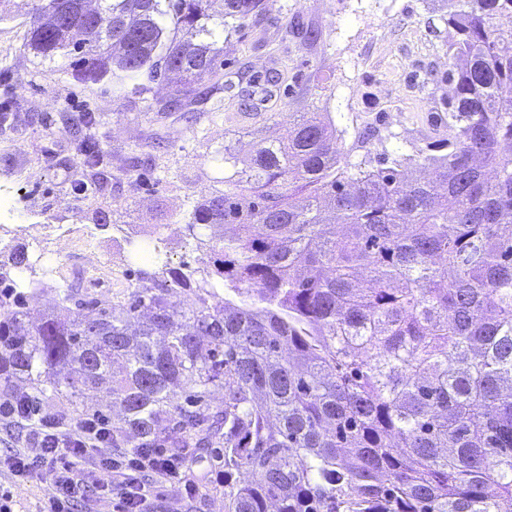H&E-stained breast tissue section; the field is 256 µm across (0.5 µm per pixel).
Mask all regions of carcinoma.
Masks as SVG:
<instances>
[{
	"instance_id": "obj_1",
	"label": "carcinoma",
	"mask_w": 512,
	"mask_h": 512,
	"mask_svg": "<svg viewBox=\"0 0 512 512\" xmlns=\"http://www.w3.org/2000/svg\"><path fill=\"white\" fill-rule=\"evenodd\" d=\"M24 50L69 60L82 84L145 94L183 77L232 85L224 44L262 0H38ZM453 124L440 153L339 145L331 112H241L217 151L224 178L183 217L197 267L171 265L161 225L151 269L99 298L44 289L26 246L0 260V396L111 397L114 448H209L224 512H512V0H446ZM299 52L322 30L296 18ZM278 119L285 136H265ZM87 112L62 131L99 178L107 153ZM160 156L132 149L131 176ZM29 391L18 392L19 385ZM218 392L220 402L210 397Z\"/></svg>"
}]
</instances>
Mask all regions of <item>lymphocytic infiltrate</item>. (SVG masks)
Instances as JSON below:
<instances>
[{"label":"lymphocytic infiltrate","mask_w":512,"mask_h":512,"mask_svg":"<svg viewBox=\"0 0 512 512\" xmlns=\"http://www.w3.org/2000/svg\"><path fill=\"white\" fill-rule=\"evenodd\" d=\"M86 461L97 469L101 490L119 489L123 512H152V490L143 481L147 475L181 486L187 495L196 493L195 485L186 479L183 459L167 449L114 454L112 430L96 415L83 417L80 427L71 431L55 419L40 417L29 432L27 449L1 457L0 471L22 481L46 476L52 493L43 512H72L74 503L87 492L88 484L79 471Z\"/></svg>","instance_id":"obj_1"}]
</instances>
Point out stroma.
<instances>
[{"mask_svg":"<svg viewBox=\"0 0 512 512\" xmlns=\"http://www.w3.org/2000/svg\"><path fill=\"white\" fill-rule=\"evenodd\" d=\"M35 6L36 0H0V11L13 17L0 25V105H8L11 115L8 129L0 131V155L9 157L8 163H0V197L13 202L10 212L0 213L5 229L0 243L9 244L15 231L29 238L31 225L65 221L80 243L100 249L120 272L124 257L113 252L111 231L96 230L89 213L116 210L121 224H160L183 217L224 175V164L214 152L224 145L226 126L206 114L219 100L237 111L235 92L199 85L195 109L201 118L194 123L180 112L143 111L139 99L120 96L111 85L75 82L62 73L63 58L42 63L23 50L20 22ZM443 14V0H280L279 9H265L266 28L294 15L323 31L320 46L294 58L299 92L291 98L290 110L331 109L337 127L348 136L375 127L388 136V149L407 154L447 139L448 121L435 108L451 96L452 87L422 84L437 63L448 59ZM381 24L389 29L383 43L370 34ZM224 60L230 71L245 78L274 68L268 48L255 44L249 31L225 46ZM85 112L100 116L95 134L113 160L104 172L103 190L94 184L75 190L82 177L79 158L57 131L62 116ZM159 138L167 151L155 182L139 187L118 176L114 163L131 145L147 152ZM186 477L196 480L198 493L185 498L176 487L155 488L159 512H224L222 463L189 466ZM50 491L48 481L23 482L0 473V493L12 494L14 512H41Z\"/></svg>","mask_w":512,"mask_h":512,"instance_id":"35a3bbf8","label":"stroma"}]
</instances>
